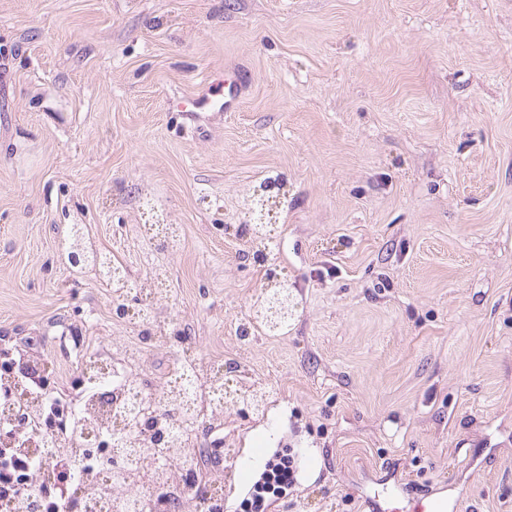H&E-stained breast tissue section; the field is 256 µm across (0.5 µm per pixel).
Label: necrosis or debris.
<instances>
[{
    "mask_svg": "<svg viewBox=\"0 0 512 512\" xmlns=\"http://www.w3.org/2000/svg\"><path fill=\"white\" fill-rule=\"evenodd\" d=\"M169 320L153 330L152 344L108 341L92 344L86 320H61L50 338L53 349L70 363L76 385L69 390L53 386L33 389L27 375L43 368L42 354L8 356L0 360V447L39 458L40 469L19 475L20 488L29 490V500L39 504L34 487L48 484L55 460L77 456L80 490L65 506V512H114L117 504L130 503L131 491L143 489L146 512H199L200 502L188 491L187 482L195 471H203L205 492L221 502L225 459L235 449L224 445V364L219 360L192 363L188 360L192 339H175ZM169 351L172 361L158 385L139 390L133 372L142 368L148 347ZM191 385L196 400L194 417H208L213 448L200 450L196 435H189L188 447L168 449L164 466H157L155 448L138 427L127 426L128 442L140 448L135 460L121 467L102 466L98 448H70L73 433L110 434L116 421L131 405L149 408L162 393Z\"/></svg>",
    "mask_w": 512,
    "mask_h": 512,
    "instance_id": "1",
    "label": "necrosis or debris"
}]
</instances>
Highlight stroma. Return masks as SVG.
I'll return each instance as SVG.
<instances>
[{
    "mask_svg": "<svg viewBox=\"0 0 512 512\" xmlns=\"http://www.w3.org/2000/svg\"><path fill=\"white\" fill-rule=\"evenodd\" d=\"M269 177L295 316L243 342ZM71 224L132 280L164 272L227 392L271 389L224 407L243 454L308 459L271 512H512V0H0V346L61 382L57 317L136 336L62 265ZM386 502L389 505L386 509L388 512H447L448 510L446 501L430 495L408 501L404 507H399L400 503L395 500L386 499Z\"/></svg>",
    "mask_w": 512,
    "mask_h": 512,
    "instance_id": "obj_1",
    "label": "stroma"
}]
</instances>
